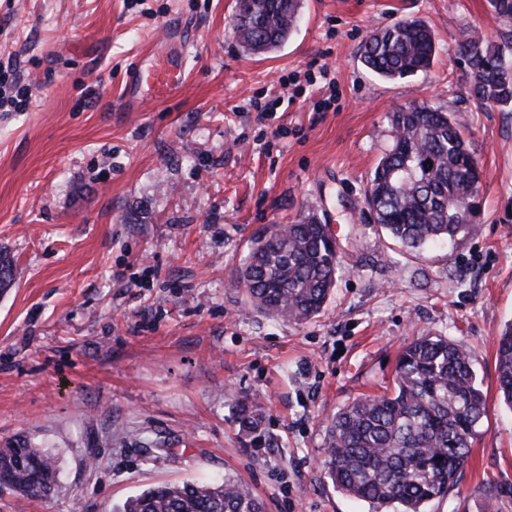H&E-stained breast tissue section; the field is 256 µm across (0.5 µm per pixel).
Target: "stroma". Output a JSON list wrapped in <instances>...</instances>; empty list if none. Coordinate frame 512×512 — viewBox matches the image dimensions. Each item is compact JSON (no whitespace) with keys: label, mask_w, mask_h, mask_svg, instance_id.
<instances>
[{"label":"stroma","mask_w":512,"mask_h":512,"mask_svg":"<svg viewBox=\"0 0 512 512\" xmlns=\"http://www.w3.org/2000/svg\"><path fill=\"white\" fill-rule=\"evenodd\" d=\"M236 0H0V62L33 86L0 112V445L53 448L43 500L0 489V512H112L162 483L230 474L266 512H373L326 476L328 427L392 386L414 337L474 358L488 412L458 485L425 512H512V409L496 349L512 322V109L478 106L460 29L495 39L490 0H303L276 51H243ZM421 18L437 54L394 81L359 61L373 31ZM186 27L179 95L121 109L134 68ZM289 93L266 119L255 102ZM335 97L329 111L319 100ZM444 107L482 168L481 214L451 246L408 250L364 192L392 142L389 113ZM313 214L342 267L324 310L295 323L235 284L260 227ZM265 408L266 446L239 405ZM261 409L262 406L258 402H251L242 406L241 413L238 416L242 431L246 435L251 436V441L255 443H259L262 440V435L260 433L257 434L261 425Z\"/></svg>","instance_id":"stroma-1"}]
</instances>
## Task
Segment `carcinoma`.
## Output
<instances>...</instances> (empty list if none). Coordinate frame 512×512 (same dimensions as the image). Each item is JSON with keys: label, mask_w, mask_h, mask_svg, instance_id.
Returning <instances> with one entry per match:
<instances>
[{"label": "carcinoma", "mask_w": 512, "mask_h": 512, "mask_svg": "<svg viewBox=\"0 0 512 512\" xmlns=\"http://www.w3.org/2000/svg\"><path fill=\"white\" fill-rule=\"evenodd\" d=\"M234 33L246 50L278 47L296 28L301 0H236ZM502 21L496 40L476 29L459 32L469 92L481 107L512 108V0H491ZM436 54L431 27L406 19L375 31L359 60L376 76L403 79L430 68ZM393 143L367 181L374 223L402 246L419 251L472 230L466 203L480 193L482 173L451 114L427 101L397 107L389 116ZM340 252L313 215L270 224L249 239L237 287L253 306L274 317L304 321L318 315L335 287ZM13 258L0 251V292L12 287ZM498 392L512 408V324L498 338ZM262 406H242V431L255 443ZM487 413L470 351L442 336H419L399 355L394 388L354 399L331 420L326 474L346 494L379 507L425 512L458 484L476 428ZM58 460L44 446L16 438L0 448V486L20 499H45L54 489ZM112 512H264L240 480L150 487Z\"/></svg>", "instance_id": "cac0c4a2"}]
</instances>
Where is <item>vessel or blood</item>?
Returning <instances> with one entry per match:
<instances>
[{
    "label": "vessel or blood",
    "instance_id": "1",
    "mask_svg": "<svg viewBox=\"0 0 512 512\" xmlns=\"http://www.w3.org/2000/svg\"><path fill=\"white\" fill-rule=\"evenodd\" d=\"M186 79L185 63L182 56L173 49L156 56L150 69L137 71L125 89L123 111H132L144 93L165 98L179 90Z\"/></svg>",
    "mask_w": 512,
    "mask_h": 512
}]
</instances>
